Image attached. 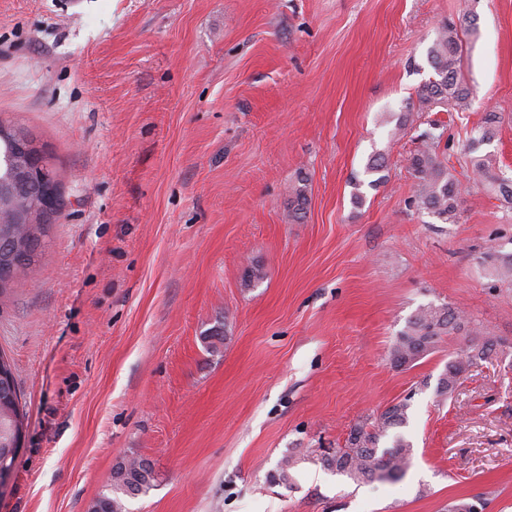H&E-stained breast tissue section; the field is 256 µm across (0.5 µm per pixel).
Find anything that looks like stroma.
<instances>
[{
    "label": "stroma",
    "mask_w": 512,
    "mask_h": 512,
    "mask_svg": "<svg viewBox=\"0 0 512 512\" xmlns=\"http://www.w3.org/2000/svg\"><path fill=\"white\" fill-rule=\"evenodd\" d=\"M463 3L0 0V119L51 154L63 194L46 250L0 301L27 417L0 512H88L131 455L157 479L127 512H447L477 495L512 512V282L479 262L512 252V204L468 172L458 223L415 210L417 145L389 136ZM475 11L473 105L434 118L459 158L498 113L483 149L512 171V0ZM378 153L388 181L353 205ZM428 303L503 341L445 398L465 335L390 361ZM403 400L401 480L318 464Z\"/></svg>",
    "instance_id": "obj_1"
}]
</instances>
